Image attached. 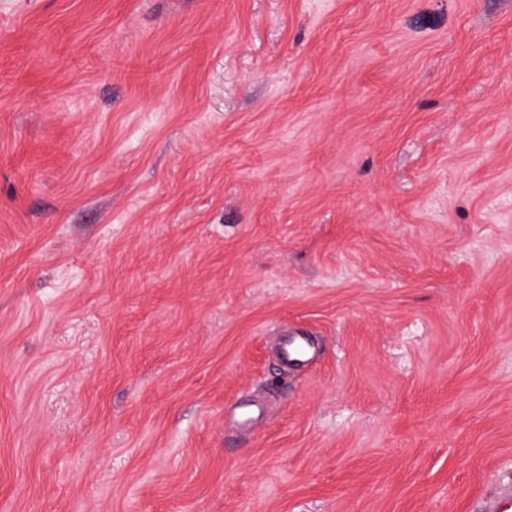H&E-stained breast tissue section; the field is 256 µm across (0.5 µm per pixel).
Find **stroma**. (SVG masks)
<instances>
[{"instance_id":"obj_1","label":"stroma","mask_w":512,"mask_h":512,"mask_svg":"<svg viewBox=\"0 0 512 512\" xmlns=\"http://www.w3.org/2000/svg\"><path fill=\"white\" fill-rule=\"evenodd\" d=\"M509 493L512 0H0V512ZM314 356L312 347L297 338H286L280 345V361L287 367L289 364H307L314 359Z\"/></svg>"}]
</instances>
